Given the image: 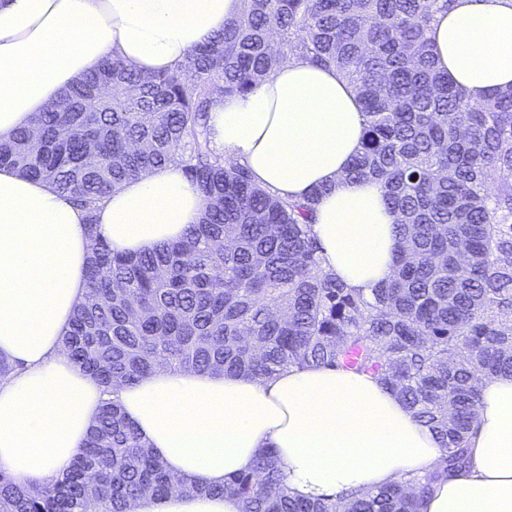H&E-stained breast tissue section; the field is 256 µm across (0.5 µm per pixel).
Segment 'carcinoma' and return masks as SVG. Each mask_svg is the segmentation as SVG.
I'll use <instances>...</instances> for the list:
<instances>
[{"label": "carcinoma", "instance_id": "cac0c4a2", "mask_svg": "<svg viewBox=\"0 0 512 512\" xmlns=\"http://www.w3.org/2000/svg\"><path fill=\"white\" fill-rule=\"evenodd\" d=\"M454 0H243L224 33L175 69L143 77L107 59L34 130L0 142V168L41 179L87 211L88 289L63 348L105 387L160 364L271 376L286 367L367 375L430 429L444 468L369 494L288 496L272 450L210 494L242 512H420L468 464L478 379L512 376V87L474 102L430 48ZM334 68L365 118L349 179L380 181L397 224V267L373 299L322 267L311 235L324 188L284 199L224 164L214 95L243 94L289 56ZM181 166L205 200L183 240L115 254L95 210L126 180ZM174 488L117 406L105 404L68 472L37 489L0 471V512H127Z\"/></svg>", "mask_w": 512, "mask_h": 512}]
</instances>
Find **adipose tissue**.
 Instances as JSON below:
<instances>
[{"label": "adipose tissue", "mask_w": 512, "mask_h": 512, "mask_svg": "<svg viewBox=\"0 0 512 512\" xmlns=\"http://www.w3.org/2000/svg\"><path fill=\"white\" fill-rule=\"evenodd\" d=\"M243 0H0V140L102 59L119 56L150 76L181 64L221 33ZM442 71L471 100L512 85V0H455L429 33ZM211 139L270 193L301 199L322 189L311 233L322 265L372 297L394 270L397 215L381 184L349 179L364 118L332 69L284 61L248 92L216 96ZM205 204L180 166L142 173L97 211L113 251L137 254L180 240ZM85 211L8 168L0 169V469L41 488L66 473L104 402H116L141 442L176 481L129 512H241L207 489L249 471L272 449L294 496L368 491L438 467L434 434L373 379L333 368H287L271 377L160 366L104 390L63 351L87 291L91 238ZM471 463L435 485L421 512H512V377L482 379Z\"/></svg>", "instance_id": "obj_1"}]
</instances>
